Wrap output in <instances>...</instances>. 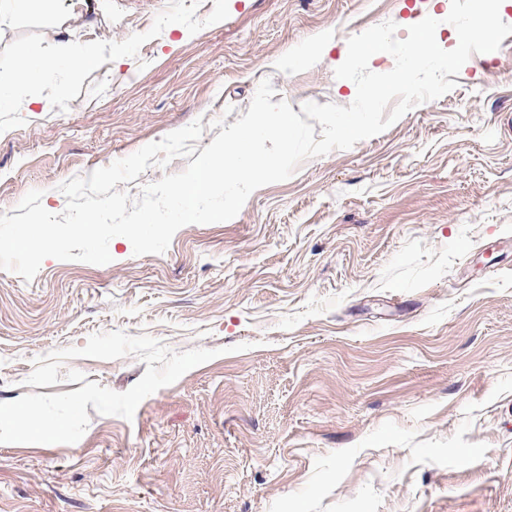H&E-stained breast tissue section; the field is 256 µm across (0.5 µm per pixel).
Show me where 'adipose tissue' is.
<instances>
[{"label": "adipose tissue", "mask_w": 512, "mask_h": 512, "mask_svg": "<svg viewBox=\"0 0 512 512\" xmlns=\"http://www.w3.org/2000/svg\"><path fill=\"white\" fill-rule=\"evenodd\" d=\"M93 62L91 51L68 43L59 45L54 59L50 61L40 56L21 58L9 73L0 75V108L8 105L21 87L46 82L58 68H85Z\"/></svg>", "instance_id": "ef3b65f1"}]
</instances>
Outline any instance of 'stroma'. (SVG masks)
Here are the masks:
<instances>
[{
    "mask_svg": "<svg viewBox=\"0 0 512 512\" xmlns=\"http://www.w3.org/2000/svg\"><path fill=\"white\" fill-rule=\"evenodd\" d=\"M451 0H56L0 28V72L89 49L0 108V214L195 120L245 115L262 80L290 103L349 106L347 40ZM456 87L350 149L303 161L226 222L165 253L122 236L106 265L0 270V403L36 359L95 333L214 359L133 419L88 409L73 444L0 443V512H512V35ZM146 363L75 358L116 392Z\"/></svg>",
    "mask_w": 512,
    "mask_h": 512,
    "instance_id": "obj_1",
    "label": "stroma"
}]
</instances>
